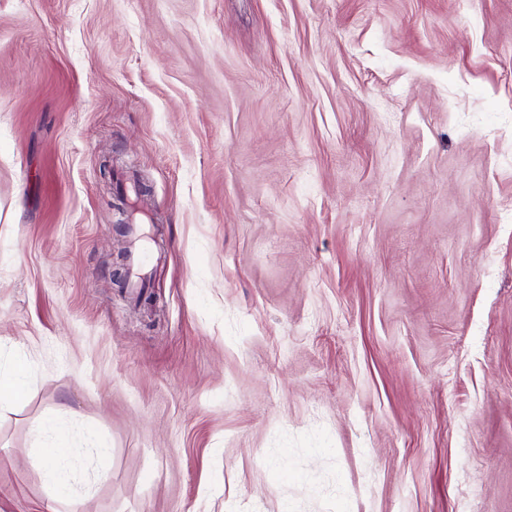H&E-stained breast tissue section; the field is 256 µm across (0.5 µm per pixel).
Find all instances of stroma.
Returning a JSON list of instances; mask_svg holds the SVG:
<instances>
[{
  "mask_svg": "<svg viewBox=\"0 0 512 512\" xmlns=\"http://www.w3.org/2000/svg\"><path fill=\"white\" fill-rule=\"evenodd\" d=\"M508 202L512 0H0V512H512ZM26 365L19 362L13 366L8 376H0V410L25 396ZM33 433L42 444L38 465L44 471L50 490L46 510L57 512L54 503L61 498L77 502L88 497L92 485L85 484L82 490L76 488L67 465L60 457L59 447L53 444L52 436H49V430L43 425H38L33 429Z\"/></svg>",
  "mask_w": 512,
  "mask_h": 512,
  "instance_id": "35a3bbf8",
  "label": "stroma"
}]
</instances>
